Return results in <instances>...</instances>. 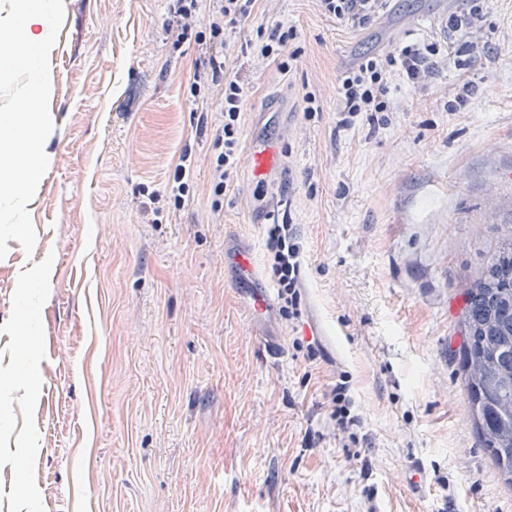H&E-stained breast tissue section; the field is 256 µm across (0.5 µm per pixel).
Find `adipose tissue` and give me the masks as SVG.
<instances>
[{
    "mask_svg": "<svg viewBox=\"0 0 512 512\" xmlns=\"http://www.w3.org/2000/svg\"><path fill=\"white\" fill-rule=\"evenodd\" d=\"M53 15L52 0H25L16 23L0 35V41L21 47L20 52L6 56L12 66L37 73V60L29 56L27 49L31 46L41 49L49 46ZM41 124L42 117L35 112H10L0 116V127L9 132L6 145L0 146V171L9 172L19 161L33 158Z\"/></svg>",
    "mask_w": 512,
    "mask_h": 512,
    "instance_id": "1",
    "label": "adipose tissue"
}]
</instances>
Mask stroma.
I'll list each match as a JSON object with an SVG mask.
<instances>
[{"label": "stroma", "instance_id": "1", "mask_svg": "<svg viewBox=\"0 0 512 512\" xmlns=\"http://www.w3.org/2000/svg\"><path fill=\"white\" fill-rule=\"evenodd\" d=\"M171 4L56 0L44 91L0 70V113L43 118L24 208L0 202V512H512L456 356L462 285L512 217V0H490L471 69L442 55L418 86L392 76L376 128L337 127L340 76L399 32L448 46L434 20L464 0H391L357 31L315 0H257L224 55L250 89L241 142L280 137L282 159L262 182L240 163L217 212L220 101L192 90L206 48L167 39ZM277 20L299 34L286 74L240 51ZM465 82L475 95L449 110ZM284 210L304 253L296 324L275 300L251 319L224 259L249 248L268 283L267 216ZM342 376L360 417L345 433ZM188 162V163H187ZM190 164H191V152L188 154V150H184L179 157V161L176 164L173 172V181L176 186H172L171 193L173 195L175 208H180L184 205L183 197L185 196L187 183L184 180L189 179L190 176ZM346 382L337 383L336 388L332 391L331 402L333 409L330 414L331 418L336 421V429L338 431H346L351 426L359 422L358 415L351 416L350 407L352 406V399L348 395V386Z\"/></svg>", "mask_w": 512, "mask_h": 512}]
</instances>
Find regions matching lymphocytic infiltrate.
Instances as JSON below:
<instances>
[{"instance_id": "f902f5d3", "label": "lymphocytic infiltrate", "mask_w": 512, "mask_h": 512, "mask_svg": "<svg viewBox=\"0 0 512 512\" xmlns=\"http://www.w3.org/2000/svg\"><path fill=\"white\" fill-rule=\"evenodd\" d=\"M257 0H216L217 8L208 18L209 41L223 44L226 30L248 20ZM324 15L336 18L341 25L360 30L370 26L388 8L389 0H318ZM468 8L448 15V33L453 42L448 53L455 67L466 69L474 65L479 46L473 34L482 29L486 20L488 0H467ZM293 26L277 21L258 26L256 37L247 41L245 50L265 58H274L282 71L293 68L298 54L286 46L296 41ZM440 54L436 43L423 41L397 45L391 49L367 55L344 72L339 80L337 96L341 103L340 126L351 125L358 117L375 121L377 113L392 111V75H401L408 84L418 85L432 77L435 60ZM211 79L223 83L222 129L217 138L222 150L215 162L212 192L221 197L230 191L241 161L240 132L244 105L250 89L231 77L226 60L217 50L210 53L202 68L194 73L195 82ZM265 249L269 273L280 300V313L289 321L302 316L303 249L292 224L291 215L272 221L266 230Z\"/></svg>"}]
</instances>
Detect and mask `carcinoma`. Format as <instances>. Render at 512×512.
<instances>
[{
  "label": "carcinoma",
  "instance_id": "obj_1",
  "mask_svg": "<svg viewBox=\"0 0 512 512\" xmlns=\"http://www.w3.org/2000/svg\"><path fill=\"white\" fill-rule=\"evenodd\" d=\"M496 232L463 284L458 365L481 448L512 487V218Z\"/></svg>",
  "mask_w": 512,
  "mask_h": 512
}]
</instances>
